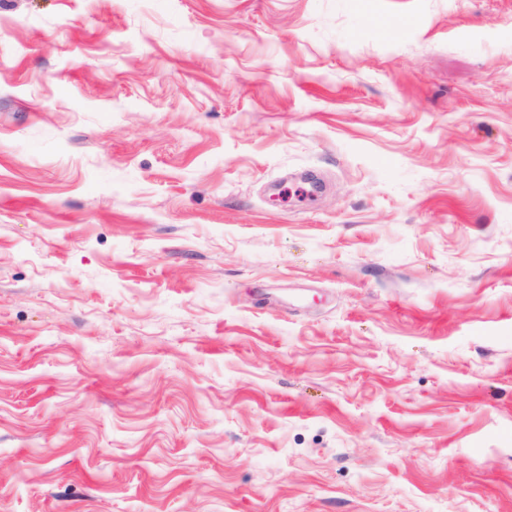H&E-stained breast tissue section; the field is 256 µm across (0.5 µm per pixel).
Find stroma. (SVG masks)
Returning a JSON list of instances; mask_svg holds the SVG:
<instances>
[{
    "label": "stroma",
    "mask_w": 512,
    "mask_h": 512,
    "mask_svg": "<svg viewBox=\"0 0 512 512\" xmlns=\"http://www.w3.org/2000/svg\"><path fill=\"white\" fill-rule=\"evenodd\" d=\"M0 512H512V0H0Z\"/></svg>",
    "instance_id": "35a3bbf8"
}]
</instances>
